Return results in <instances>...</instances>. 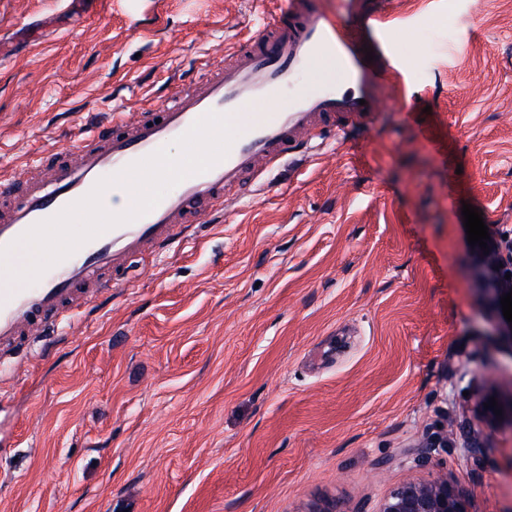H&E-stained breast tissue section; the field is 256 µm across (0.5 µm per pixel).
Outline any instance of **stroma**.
<instances>
[{
	"label": "stroma",
	"instance_id": "stroma-1",
	"mask_svg": "<svg viewBox=\"0 0 512 512\" xmlns=\"http://www.w3.org/2000/svg\"><path fill=\"white\" fill-rule=\"evenodd\" d=\"M414 86L0 359V512H377L445 474L512 512V340L461 208L512 242V0H382ZM272 0H0V175L160 102ZM448 445L417 465L418 448Z\"/></svg>",
	"mask_w": 512,
	"mask_h": 512
}]
</instances>
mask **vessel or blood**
Here are the masks:
<instances>
[{"label": "vessel or blood", "instance_id": "obj_1", "mask_svg": "<svg viewBox=\"0 0 512 512\" xmlns=\"http://www.w3.org/2000/svg\"><path fill=\"white\" fill-rule=\"evenodd\" d=\"M374 59L366 61L364 47ZM397 49L372 0H338L335 18L314 0H284L262 34L245 37L208 63L160 107L113 111L93 125L74 159L40 156L39 176L0 180V248L79 201L101 179L122 173L185 134L208 112L237 130L227 156L170 189L135 221L81 245L32 283L0 286V356L56 326L72 307L96 298L103 273L122 278L133 262L156 257L193 226L223 211L233 192L265 180L284 160L304 161L323 132L371 133L388 111ZM256 114L243 119L246 107Z\"/></svg>", "mask_w": 512, "mask_h": 512}]
</instances>
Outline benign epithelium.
I'll use <instances>...</instances> for the list:
<instances>
[{
  "label": "benign epithelium",
  "mask_w": 512,
  "mask_h": 512,
  "mask_svg": "<svg viewBox=\"0 0 512 512\" xmlns=\"http://www.w3.org/2000/svg\"><path fill=\"white\" fill-rule=\"evenodd\" d=\"M496 270V288L490 292L489 304L500 320L502 335L512 338V324L505 320L500 305L501 296L512 291V249L497 250L495 242L488 241ZM379 512H468L466 495L448 480V475L438 474L429 479L408 477L384 498Z\"/></svg>",
  "instance_id": "7a95c632"
}]
</instances>
